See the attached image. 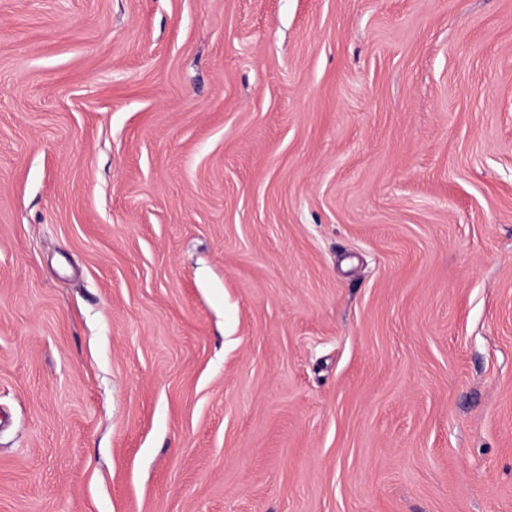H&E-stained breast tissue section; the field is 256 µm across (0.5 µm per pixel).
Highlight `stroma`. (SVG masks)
Wrapping results in <instances>:
<instances>
[{
    "label": "stroma",
    "instance_id": "stroma-1",
    "mask_svg": "<svg viewBox=\"0 0 512 512\" xmlns=\"http://www.w3.org/2000/svg\"><path fill=\"white\" fill-rule=\"evenodd\" d=\"M0 512H512V0H0Z\"/></svg>",
    "mask_w": 512,
    "mask_h": 512
}]
</instances>
